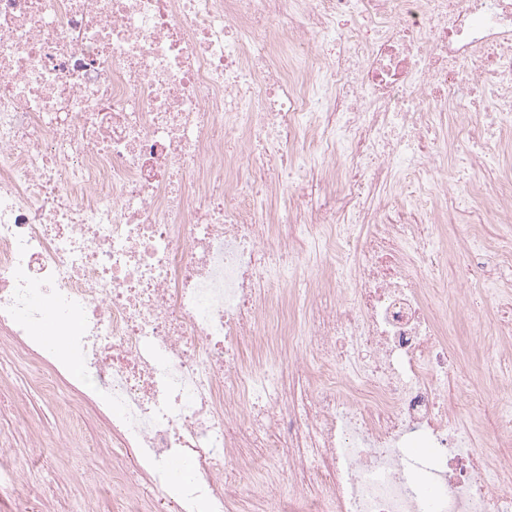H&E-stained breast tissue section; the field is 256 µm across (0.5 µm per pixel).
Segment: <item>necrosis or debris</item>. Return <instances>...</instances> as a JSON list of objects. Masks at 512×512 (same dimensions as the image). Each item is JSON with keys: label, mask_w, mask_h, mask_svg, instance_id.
Wrapping results in <instances>:
<instances>
[{"label": "necrosis or debris", "mask_w": 512, "mask_h": 512, "mask_svg": "<svg viewBox=\"0 0 512 512\" xmlns=\"http://www.w3.org/2000/svg\"><path fill=\"white\" fill-rule=\"evenodd\" d=\"M493 154L512 0H0V329L80 370L174 512H512V454L474 447L512 417L448 390L449 275L512 335V248L439 192ZM476 203L512 224V177Z\"/></svg>", "instance_id": "4bbe7bcc"}]
</instances>
